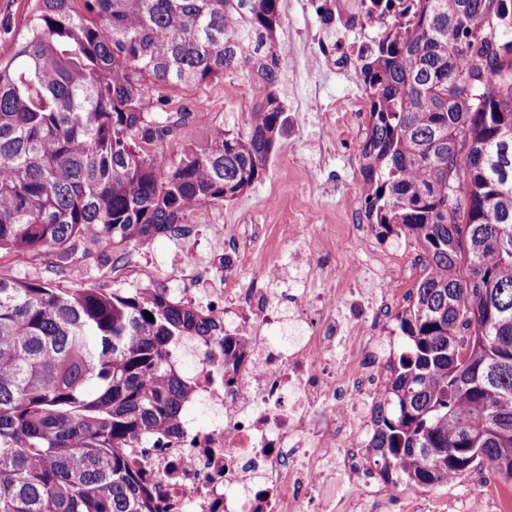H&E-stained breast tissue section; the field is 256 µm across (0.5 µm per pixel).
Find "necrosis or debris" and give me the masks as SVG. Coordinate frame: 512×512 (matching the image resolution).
<instances>
[{"label": "necrosis or debris", "instance_id": "necrosis-or-debris-1", "mask_svg": "<svg viewBox=\"0 0 512 512\" xmlns=\"http://www.w3.org/2000/svg\"><path fill=\"white\" fill-rule=\"evenodd\" d=\"M207 231L246 266L243 282L207 293L222 334L181 345L199 357L194 401L214 419L184 418L167 447L128 449L131 462L158 481L164 512H390L394 486L362 457L387 371L392 256L360 229L328 285L312 249L287 288L281 266L250 267L240 239ZM287 322L294 336L273 340Z\"/></svg>", "mask_w": 512, "mask_h": 512}]
</instances>
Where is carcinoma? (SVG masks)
I'll return each mask as SVG.
<instances>
[{
  "label": "carcinoma",
  "mask_w": 512,
  "mask_h": 512,
  "mask_svg": "<svg viewBox=\"0 0 512 512\" xmlns=\"http://www.w3.org/2000/svg\"><path fill=\"white\" fill-rule=\"evenodd\" d=\"M391 22L360 52L365 217L428 273L395 320L370 444L392 483L512 482V0H362ZM280 0H26L0 60V512H158L126 448L179 428L193 382L174 351L218 335L156 288H74L88 245L170 230L262 178L287 125ZM243 73L264 100L157 161L189 121L162 91ZM153 320H148L146 314ZM481 449L480 455L470 452ZM32 263L25 255L5 252L0 254V272L3 274L23 277L36 270Z\"/></svg>",
  "instance_id": "1"
}]
</instances>
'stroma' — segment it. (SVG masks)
Listing matches in <instances>:
<instances>
[{
  "instance_id": "35a3bbf8",
  "label": "stroma",
  "mask_w": 512,
  "mask_h": 512,
  "mask_svg": "<svg viewBox=\"0 0 512 512\" xmlns=\"http://www.w3.org/2000/svg\"><path fill=\"white\" fill-rule=\"evenodd\" d=\"M282 26L278 41L281 80L276 94L288 122L270 164L250 191L231 202L205 206L192 213V224H217L225 234L239 225L259 224L266 234L249 254L253 264L290 266L297 246L279 240L276 229L300 218L309 242L318 241L325 227L344 234L363 203L359 143L369 124L365 96L355 69L337 67L336 57L323 47L342 46L356 52L375 38L370 28L337 27L334 0H281ZM173 107L191 114L175 138L154 148L159 162L176 160L183 146L199 140L213 125L245 127L250 112L265 93L249 78L233 76L168 92ZM354 121H346V113ZM193 252L206 267L204 275L184 273L181 258ZM123 262L113 260L112 247L90 246L70 270L66 285L84 288H160L179 297L186 288L206 290L238 277L240 271L214 246L210 236L174 237L165 232L142 243H129ZM421 501L408 502L406 512H498L497 501L512 498V487L498 477L472 470L454 485L427 487Z\"/></svg>"
}]
</instances>
